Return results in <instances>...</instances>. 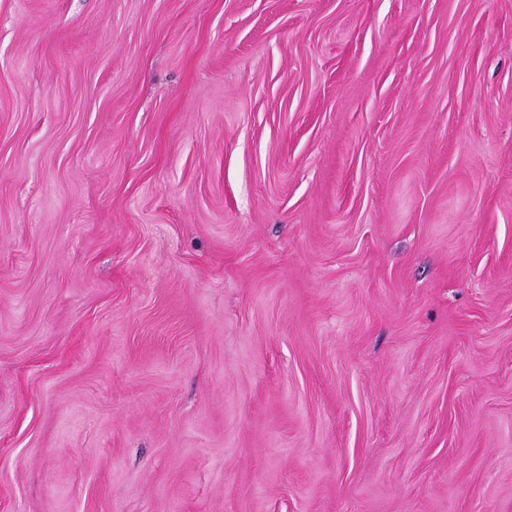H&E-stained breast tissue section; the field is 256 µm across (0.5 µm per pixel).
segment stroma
<instances>
[{"instance_id":"stroma-1","label":"stroma","mask_w":512,"mask_h":512,"mask_svg":"<svg viewBox=\"0 0 512 512\" xmlns=\"http://www.w3.org/2000/svg\"><path fill=\"white\" fill-rule=\"evenodd\" d=\"M0 512H512V0H0Z\"/></svg>"}]
</instances>
